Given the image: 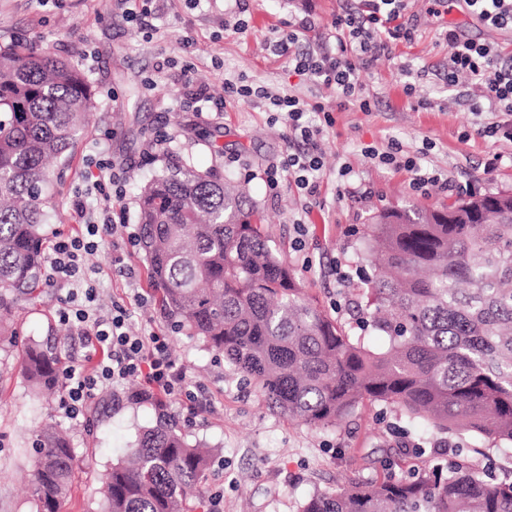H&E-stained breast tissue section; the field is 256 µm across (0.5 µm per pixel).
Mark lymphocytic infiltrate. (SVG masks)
Instances as JSON below:
<instances>
[{"label":"lymphocytic infiltrate","mask_w":512,"mask_h":512,"mask_svg":"<svg viewBox=\"0 0 512 512\" xmlns=\"http://www.w3.org/2000/svg\"><path fill=\"white\" fill-rule=\"evenodd\" d=\"M409 0H360L357 10L338 16L334 24L336 51L314 55L292 51L289 43L279 42L278 52L290 53L297 73L335 89L341 102L368 110L369 102L358 81L361 66L374 61L393 42L413 40L415 30L406 21ZM448 46L449 87H458L461 77L474 80L478 94L471 97L473 112H512V63L504 61L494 46L465 38L457 29L445 32ZM322 167L319 155L310 151L289 154L283 164H270L269 189H276L279 169H287L299 192L305 196L317 192V174ZM76 223L83 232L74 236H56L44 264L47 282L66 281L71 289L59 310V317L70 324L88 351L97 353L92 368L75 363L62 377L64 400L71 414H78L94 391L100 387L127 381L140 382L143 398L165 405L171 397L185 393L186 375L169 352L167 336L152 332H131L126 308L114 306L109 317H97L92 304L93 288L87 287L85 258L98 250L110 234L116 232L108 211L98 221L86 219L82 198L72 202Z\"/></svg>","instance_id":"f902f5d3"}]
</instances>
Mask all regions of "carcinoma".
<instances>
[{"label":"carcinoma","instance_id":"1","mask_svg":"<svg viewBox=\"0 0 512 512\" xmlns=\"http://www.w3.org/2000/svg\"><path fill=\"white\" fill-rule=\"evenodd\" d=\"M94 108L75 63L0 40V312L34 304L42 287L47 162L75 146ZM138 244L151 286L181 330L224 355L268 408L333 426L364 402L488 442L448 449L436 463L380 482L318 492L301 512H512V193L460 198L439 210L371 217L361 260L376 268L363 324L375 351L303 294L269 245L248 192L208 169L171 166L140 188ZM34 386L59 383L61 358L37 344L19 353ZM36 512H61L76 470L67 431L35 434ZM211 451L190 443L165 413L102 476V512H189ZM498 459L500 474L475 458Z\"/></svg>","mask_w":512,"mask_h":512}]
</instances>
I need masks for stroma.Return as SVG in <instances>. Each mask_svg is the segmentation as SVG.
<instances>
[{
    "mask_svg": "<svg viewBox=\"0 0 512 512\" xmlns=\"http://www.w3.org/2000/svg\"><path fill=\"white\" fill-rule=\"evenodd\" d=\"M358 0H152L155 31L144 34L131 22L120 0H0V40L20 39L78 64L87 74L95 108L65 160L61 183L47 196L61 224L45 225V235L79 232L71 216L75 194L85 192L88 211L100 203L91 193L92 157L99 146L127 169L125 193L112 202V221L123 230L107 237L88 259L100 314L114 304L128 309L133 328L160 331L184 369L189 396L168 400L169 411L189 442L213 450L202 495L194 512H210L219 499L223 512H299L312 494L348 480L373 482L385 473L413 466L410 448L447 447L449 441L473 446L470 433L454 437L408 420L383 404H364L339 424L314 427L269 410L258 389L241 381L222 354L175 331L147 277L148 262L128 234L136 233L140 187L173 163L213 171L245 183L265 218L270 246L293 267L306 295L347 332L359 330L342 299L365 304L357 278L338 281L337 270L358 265L362 232L370 217L392 207L436 208L472 193L512 192V143L481 135L499 113L470 112L444 82L448 69L446 28L456 27L512 58V35L487 28L466 11L462 0H412L408 14L416 28L410 41L389 46L359 79L369 111L337 109L334 89L296 75L287 56L270 52L285 38L294 18L310 17L296 49L331 50L333 21ZM190 64L196 86L225 100L221 115L198 113L185 104L189 93L179 80ZM252 86L254 96L226 97L224 84ZM290 94L321 104L307 120L320 130L314 146L321 153L319 190L299 197L292 179L281 174L270 193L266 167L289 150L288 127L274 120L269 97ZM399 144L420 156L424 166L451 180L428 194L414 192L412 175L365 156L366 148ZM504 159L495 173L485 164ZM68 284L43 287L41 304L19 308L5 326L14 341H0V512H36L28 493L36 453L33 433L55 423L67 430L77 453V475L62 512H100L101 476L152 426V403L130 401L132 383L97 390L78 416L62 405L61 394L35 392L16 356L30 342L67 359L84 349L72 338L58 309Z\"/></svg>",
    "mask_w": 512,
    "mask_h": 512,
    "instance_id": "stroma-1",
    "label": "stroma"
}]
</instances>
